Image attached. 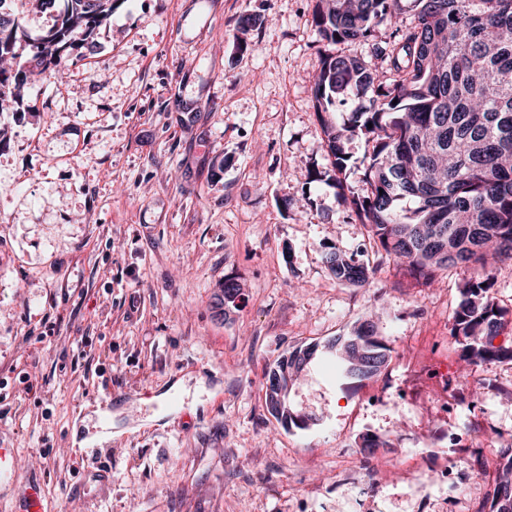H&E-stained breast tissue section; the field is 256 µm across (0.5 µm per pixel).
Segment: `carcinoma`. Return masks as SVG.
<instances>
[{
	"label": "carcinoma",
	"instance_id": "1",
	"mask_svg": "<svg viewBox=\"0 0 512 512\" xmlns=\"http://www.w3.org/2000/svg\"><path fill=\"white\" fill-rule=\"evenodd\" d=\"M57 13L55 25L20 61L21 24L0 11V104L20 96L31 72L55 70L65 55L83 49L112 14L114 0H35ZM403 0H317L312 22L323 42L314 83V107L336 174L364 139L361 193L346 194L377 251L434 281L458 265L479 268L464 284L451 335L461 360H512V346H496L505 311L492 299L493 265L512 259V0H411L413 21L403 26ZM393 24L391 48L372 42L378 25ZM368 48L367 57L340 45ZM351 101L348 112L338 106ZM336 280L369 283L376 268L339 251L325 255ZM345 374L363 381L379 375L390 348L374 326L361 323L334 338ZM494 503L512 500V446L501 449Z\"/></svg>",
	"mask_w": 512,
	"mask_h": 512
}]
</instances>
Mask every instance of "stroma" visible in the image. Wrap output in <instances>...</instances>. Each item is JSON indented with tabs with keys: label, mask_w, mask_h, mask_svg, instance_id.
Segmentation results:
<instances>
[{
	"label": "stroma",
	"mask_w": 512,
	"mask_h": 512,
	"mask_svg": "<svg viewBox=\"0 0 512 512\" xmlns=\"http://www.w3.org/2000/svg\"><path fill=\"white\" fill-rule=\"evenodd\" d=\"M314 5L117 0L0 112V447L48 512H492L512 361L462 370L471 270L359 288L325 264L373 252L336 189H364V143L336 175L314 108ZM370 314L387 368L321 349L289 392L318 420L285 429L265 372Z\"/></svg>",
	"instance_id": "obj_1"
}]
</instances>
